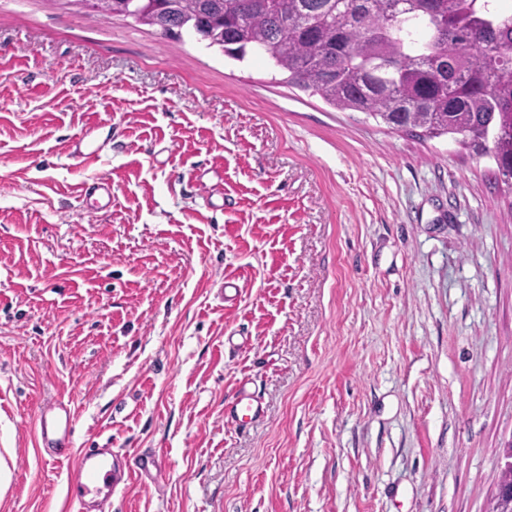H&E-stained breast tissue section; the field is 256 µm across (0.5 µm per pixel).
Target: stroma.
Returning <instances> with one entry per match:
<instances>
[{"mask_svg": "<svg viewBox=\"0 0 512 512\" xmlns=\"http://www.w3.org/2000/svg\"><path fill=\"white\" fill-rule=\"evenodd\" d=\"M287 78L0 0V512H75L37 451L60 398L77 447L166 465L112 512H489L512 179ZM103 174L108 200L84 191ZM243 380L264 415L235 428Z\"/></svg>", "mask_w": 512, "mask_h": 512, "instance_id": "35a3bbf8", "label": "stroma"}]
</instances>
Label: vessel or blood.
I'll return each mask as SVG.
<instances>
[{"instance_id": "obj_1", "label": "vessel or blood", "mask_w": 512, "mask_h": 512, "mask_svg": "<svg viewBox=\"0 0 512 512\" xmlns=\"http://www.w3.org/2000/svg\"><path fill=\"white\" fill-rule=\"evenodd\" d=\"M263 413L259 400L243 384L225 404L224 422L240 428L260 419ZM37 446L49 460L67 463L69 496L77 512H106L113 495L136 484H157L164 473L160 457L150 452L135 453L131 463L123 465L111 448L75 447L74 415L63 404L41 408Z\"/></svg>"}]
</instances>
